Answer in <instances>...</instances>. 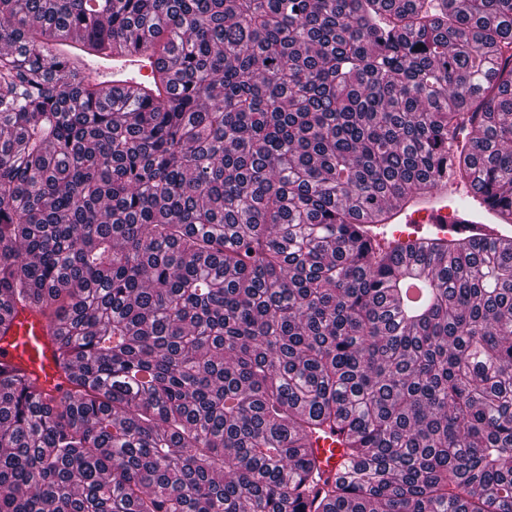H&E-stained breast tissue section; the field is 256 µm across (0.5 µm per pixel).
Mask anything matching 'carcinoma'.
<instances>
[{
	"instance_id": "cac0c4a2",
	"label": "carcinoma",
	"mask_w": 512,
	"mask_h": 512,
	"mask_svg": "<svg viewBox=\"0 0 512 512\" xmlns=\"http://www.w3.org/2000/svg\"><path fill=\"white\" fill-rule=\"evenodd\" d=\"M467 122L512 216V0H0V329L70 383L0 370V512H512V249L358 231ZM85 36L76 30L51 42L49 53L53 56L75 59L89 74L109 88L128 91L143 86L157 66V57L146 47L134 56H116L109 53H89ZM55 343L46 320L23 312L6 336H0V368H22L45 388L67 387L62 368L56 365ZM315 453L327 471H335L344 460V448L336 436L321 438L314 445Z\"/></svg>"
}]
</instances>
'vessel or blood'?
I'll use <instances>...</instances> for the list:
<instances>
[{
    "label": "vessel or blood",
    "mask_w": 512,
    "mask_h": 512,
    "mask_svg": "<svg viewBox=\"0 0 512 512\" xmlns=\"http://www.w3.org/2000/svg\"><path fill=\"white\" fill-rule=\"evenodd\" d=\"M48 50L51 55L76 60L103 85L121 91L146 83L157 65L156 56L146 49L123 57L90 53L85 36L75 30L50 43ZM470 132V126H463L449 140L450 163L429 193L396 202L384 222L362 217L364 235L384 249H400L408 260L415 256L412 244L425 236L445 242L493 241L512 248V223L503 219L499 207L487 196L458 184L454 161ZM54 352V338L45 319L34 313H20L7 335L0 336V368H22L48 389L66 382ZM315 453L329 471L337 470L344 460L342 445L332 437L319 439Z\"/></svg>",
    "instance_id": "obj_1"
}]
</instances>
